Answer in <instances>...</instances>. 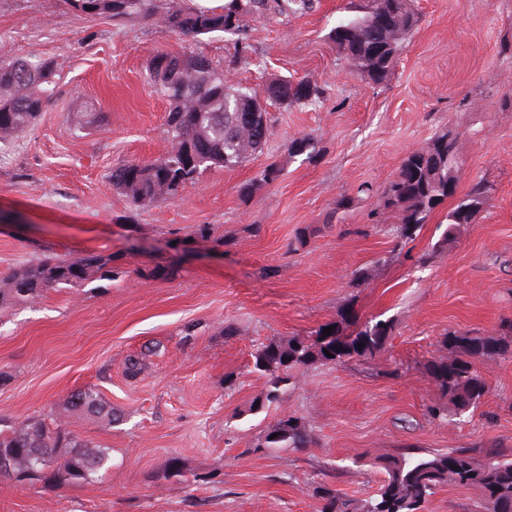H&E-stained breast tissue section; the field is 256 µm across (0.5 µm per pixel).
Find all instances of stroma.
<instances>
[{"label": "stroma", "mask_w": 512, "mask_h": 512, "mask_svg": "<svg viewBox=\"0 0 512 512\" xmlns=\"http://www.w3.org/2000/svg\"><path fill=\"white\" fill-rule=\"evenodd\" d=\"M360 2L246 17L241 45L227 34L189 40L142 14L115 21L66 0H0V59L55 62L49 103L0 143V275L44 255L92 251L112 253L121 269L0 305V423L38 416L110 455L104 477L87 484L0 478V512H318L311 482L328 468L329 484L362 501L381 477L378 458L401 449L512 448V358L479 362L488 392L473 413L427 416L436 397L427 365L443 334L497 336L512 319V0H411L421 22L382 84L355 73L331 38ZM159 48L203 54L258 89L306 77L323 98L273 109L267 146L242 166L207 171L177 197L135 211L110 175L170 147L169 104L148 83ZM76 100L84 111H73ZM441 129L457 140L458 193L477 179L488 193L456 234L443 206L394 250L392 215L360 188L383 187ZM302 137L313 153L289 156ZM270 164L279 178L258 183ZM250 180L253 195L240 197ZM202 224L209 237L196 235ZM303 230L306 243L291 249ZM185 241L192 253L182 259ZM430 250L434 259L419 263ZM157 265L169 276L151 277ZM345 305L357 323H391L385 353L315 365L278 405L249 414L265 390L250 371L252 349L310 335ZM86 387L116 421L65 410ZM286 414L304 418L314 445L258 449ZM173 458L181 476L169 474Z\"/></svg>", "instance_id": "35a3bbf8"}]
</instances>
